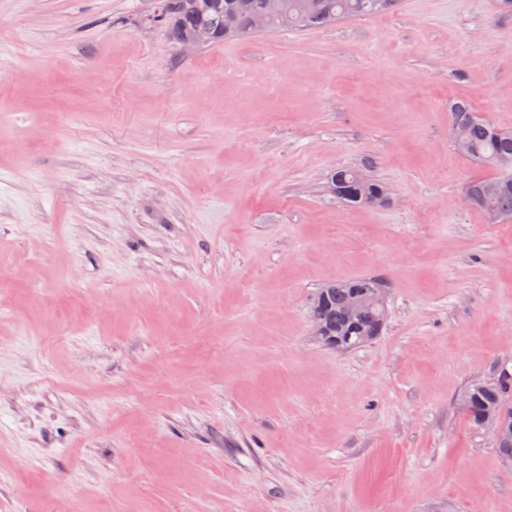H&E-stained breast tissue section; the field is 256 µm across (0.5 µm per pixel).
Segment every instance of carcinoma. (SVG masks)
I'll return each mask as SVG.
<instances>
[{
  "instance_id": "cac0c4a2",
  "label": "carcinoma",
  "mask_w": 512,
  "mask_h": 512,
  "mask_svg": "<svg viewBox=\"0 0 512 512\" xmlns=\"http://www.w3.org/2000/svg\"><path fill=\"white\" fill-rule=\"evenodd\" d=\"M166 17L158 20L174 43L196 41L205 48L233 37L255 33L254 20L266 19L267 30L320 28L342 19L375 15L398 0H165ZM448 131L455 148L476 165L491 171L469 182L466 199L479 207L487 222L512 219V130L500 129L478 116L469 103L458 101L448 112ZM331 194L355 205L372 204L387 196L384 184L358 169H339L329 181ZM384 292L381 279L360 276L332 280L317 289L311 320L322 324L318 339L339 350L355 349L380 335L387 307L376 302ZM361 306L351 311L353 302ZM512 389V373L501 368L491 381L471 384L462 409L476 426L488 413L502 411L504 393Z\"/></svg>"
}]
</instances>
